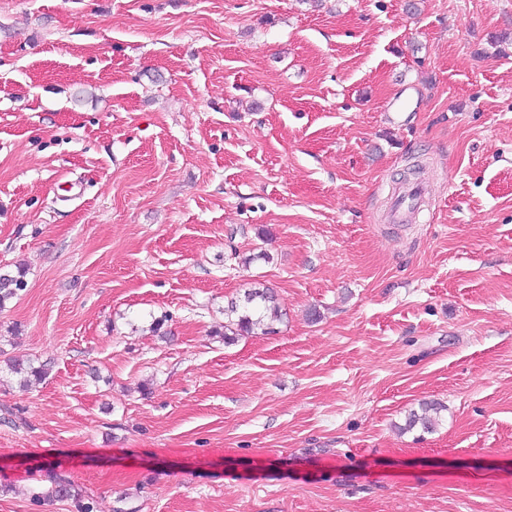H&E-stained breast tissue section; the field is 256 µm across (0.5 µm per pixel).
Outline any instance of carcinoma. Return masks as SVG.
<instances>
[{
	"instance_id": "obj_1",
	"label": "carcinoma",
	"mask_w": 512,
	"mask_h": 512,
	"mask_svg": "<svg viewBox=\"0 0 512 512\" xmlns=\"http://www.w3.org/2000/svg\"><path fill=\"white\" fill-rule=\"evenodd\" d=\"M26 287L24 273L15 275L0 274V307ZM227 322L224 323V340L232 341L243 333L249 334L259 329L264 334L271 332L265 320H277L281 316L280 306L272 289L265 286L254 287L245 293V305L230 303L224 309ZM69 499L76 512H94L93 500L75 490L68 478L55 470L45 474V484L37 486L32 493L33 504L38 505L50 499Z\"/></svg>"
}]
</instances>
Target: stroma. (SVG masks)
I'll list each match as a JSON object with an SVG mask.
<instances>
[{
	"instance_id": "stroma-1",
	"label": "stroma",
	"mask_w": 512,
	"mask_h": 512,
	"mask_svg": "<svg viewBox=\"0 0 512 512\" xmlns=\"http://www.w3.org/2000/svg\"><path fill=\"white\" fill-rule=\"evenodd\" d=\"M21 268L0 512H512V0H0ZM425 206L423 188L417 183H408L398 189L394 195L391 216L397 223L407 222V219L418 213ZM259 284L258 287L251 288L245 292L244 307H240L237 302L231 303L224 309V340L233 341L234 337L249 334L260 329L262 333L268 334L271 328L265 324V320H277L281 316L280 306L272 289ZM46 485L37 486L32 493L31 500L34 505H38L50 499H69L72 500L76 512H94L93 500L78 490L68 478L55 470H47L45 474Z\"/></svg>"
}]
</instances>
